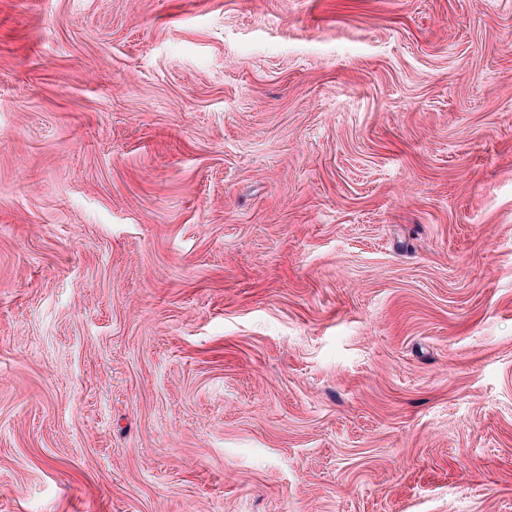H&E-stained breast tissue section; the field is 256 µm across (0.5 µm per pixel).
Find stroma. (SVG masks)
Segmentation results:
<instances>
[{"mask_svg": "<svg viewBox=\"0 0 512 512\" xmlns=\"http://www.w3.org/2000/svg\"><path fill=\"white\" fill-rule=\"evenodd\" d=\"M0 512H512V0H0Z\"/></svg>", "mask_w": 512, "mask_h": 512, "instance_id": "1", "label": "stroma"}]
</instances>
